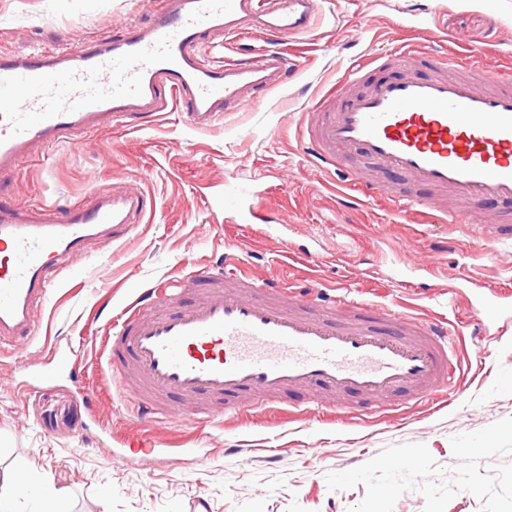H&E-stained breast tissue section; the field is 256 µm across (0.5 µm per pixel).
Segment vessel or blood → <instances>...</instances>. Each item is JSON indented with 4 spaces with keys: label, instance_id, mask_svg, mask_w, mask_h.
I'll use <instances>...</instances> for the list:
<instances>
[{
    "label": "vessel or blood",
    "instance_id": "1",
    "mask_svg": "<svg viewBox=\"0 0 512 512\" xmlns=\"http://www.w3.org/2000/svg\"><path fill=\"white\" fill-rule=\"evenodd\" d=\"M314 15L315 0H160L153 24L121 39L1 52L0 175L20 167L31 145H74L106 117L130 123L173 104L190 126H213L247 106L248 91L279 84L284 58L267 48L215 65L198 50L202 32L300 37ZM429 54L430 47L400 43L388 56L395 78L361 92L337 85L329 94L336 107L303 121L299 142L320 168L338 171L357 156L455 201L390 189L402 213L434 212L487 244L511 243L512 229L477 216L487 203L512 202V74L467 72L464 53L455 52L434 56L435 72L418 75L415 61ZM91 194L87 204L0 205L1 347L25 349L56 272L127 238L149 205L134 186H95ZM261 199L253 185L228 189L224 209L238 223L258 224ZM207 278L208 290L189 306L184 287L146 289L108 338L101 372L144 423L170 421L174 394L203 424L220 408L239 416L278 406L294 390L345 414L354 397L394 412L396 390L426 402L456 387L462 362L445 322L385 317L343 293L329 300L312 289L294 293L255 279L231 253ZM242 391L256 403L232 402Z\"/></svg>",
    "mask_w": 512,
    "mask_h": 512
}]
</instances>
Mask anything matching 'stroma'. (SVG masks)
Wrapping results in <instances>:
<instances>
[{"label": "stroma", "mask_w": 512, "mask_h": 512, "mask_svg": "<svg viewBox=\"0 0 512 512\" xmlns=\"http://www.w3.org/2000/svg\"><path fill=\"white\" fill-rule=\"evenodd\" d=\"M157 7L0 0V51L119 39L129 24L151 26ZM405 39L462 51L475 71L502 70L512 65V0H320L314 35L276 43L288 61L281 83L213 127L192 128L170 107L55 153L33 151L0 179V203L78 202L94 176L153 202L131 238L62 273L27 350H0V483L30 471L65 491L71 512H512V323L477 346L455 338L457 395L366 423H329L308 393L292 392L283 401L294 412L279 420L258 412L244 426L185 419L155 430L108 396L96 372L112 321L143 288L223 268L228 249L256 278L343 288L424 319L468 321L482 292L512 314V244L492 249L365 197L298 142L320 98L357 65L358 90L389 76L375 60ZM255 183L265 223L225 220V185ZM61 355L71 374L57 372ZM140 436L178 438L188 453L144 458ZM124 446L132 461L114 464Z\"/></svg>", "instance_id": "obj_1"}]
</instances>
